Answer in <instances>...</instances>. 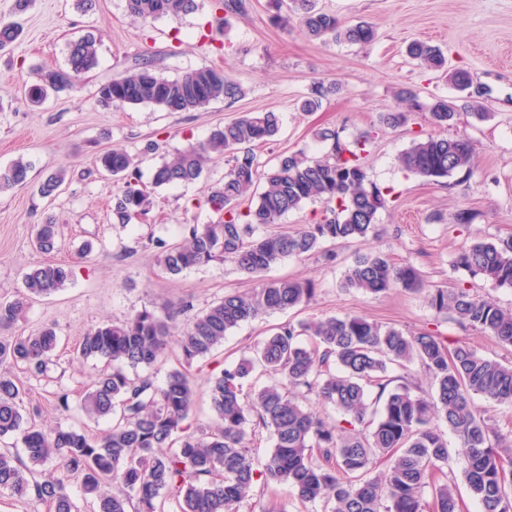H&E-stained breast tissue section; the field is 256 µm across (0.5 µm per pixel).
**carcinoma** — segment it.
Masks as SVG:
<instances>
[{"label":"carcinoma","mask_w":512,"mask_h":512,"mask_svg":"<svg viewBox=\"0 0 512 512\" xmlns=\"http://www.w3.org/2000/svg\"><path fill=\"white\" fill-rule=\"evenodd\" d=\"M212 3L218 22L225 14L241 15L247 9V0ZM127 5L141 19H176L196 7L195 0H127ZM289 11L312 37L350 44H367L375 37L371 25H344L318 10L315 0H291ZM19 35L17 23L0 19V49ZM408 53L422 66L445 67L443 55L423 42L411 43ZM96 61L95 37L72 42L67 68L47 71L44 80L24 92L25 99L39 105L49 92L73 88ZM98 95L105 103L192 112L217 100L236 102L246 91L222 68L202 67L168 79L147 59L135 72L100 86ZM428 111L431 123L441 128L458 116L443 98L435 99ZM280 127L275 112H247L216 126L206 141L176 152L153 171L156 187L193 183L209 161L229 158L222 181L209 187L203 200L217 221L183 225L179 243L158 242L162 264L166 273L176 276L213 261H230L240 272L259 278L252 292L226 294L191 318L178 340L188 366L223 345L225 336L242 323L308 302L315 291L312 282L268 281L261 274L288 257L318 251L326 262H335L336 252L323 251L322 245L367 237L375 230L378 211L387 205L366 172L367 136L345 143L335 131L320 128L314 136L329 144L325 156L285 152L273 168L259 170L254 147L275 141ZM399 162L434 181L460 173L468 178L475 147L463 137L429 136L414 141ZM97 165L122 181L112 197L114 223L128 224L148 212L151 201L140 187L137 156L114 148L100 154ZM29 172L30 164L22 160L0 168V188L25 186ZM64 181L65 172L59 171L40 184L39 192L51 196ZM307 202L323 205L315 223L293 231L269 230ZM60 237V226L49 217L37 226L34 245L51 254ZM456 266L496 288L512 290V237L471 243L458 254ZM70 278L65 264L48 261L31 269L17 297L0 302V327L13 325L31 300L59 292ZM343 286L371 294L395 288L417 291L423 277L413 265L398 266L378 252L355 257ZM428 301L436 312L451 315L461 329L512 344V306L482 298L461 282L429 289ZM163 309L160 313L145 307L121 322L101 324L79 341L77 358L109 364L79 403L87 417L110 422L98 437L62 426L46 430L24 414L23 390L14 369L33 375L50 370L59 342L54 328L0 339V438L17 437L29 460L26 465L10 449L0 448V493L23 497L32 491L49 512H82L66 490V479L75 477L92 512H166L171 500L176 512H236L255 482L250 436L265 429L273 440L263 466L266 478L288 483L304 502H324L331 505L329 512H462L455 483L435 479L452 461L443 423L463 449L465 484L481 512H512V478L503 467L506 459L512 464V437L491 428L473 408L476 396L512 405V366L481 357L462 342L450 348L434 334L408 336L358 315L285 324L257 346L254 356L224 367L212 379L210 399L217 425L207 430L192 426L196 391L187 372L169 371L161 388L150 375L135 373L165 354L170 323L182 309ZM413 361L432 383L431 398L413 394L403 383L388 393L381 407L370 402L367 386L373 384L384 393L389 365L404 367ZM258 367L269 381L246 402L243 380ZM298 389L359 423L370 422L372 430L339 428L300 403L294 394ZM378 454L393 462L386 472L373 476ZM50 461L61 463L62 474L34 479L35 467ZM427 487L433 490L430 504L423 498Z\"/></svg>","instance_id":"1"}]
</instances>
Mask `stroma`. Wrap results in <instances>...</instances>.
I'll list each match as a JSON object with an SVG mask.
<instances>
[{"instance_id":"1","label":"stroma","mask_w":512,"mask_h":512,"mask_svg":"<svg viewBox=\"0 0 512 512\" xmlns=\"http://www.w3.org/2000/svg\"><path fill=\"white\" fill-rule=\"evenodd\" d=\"M196 3L195 11L179 19L142 22L129 14L126 0H94L87 10L77 9L75 0H34L18 17L14 0H0V18L18 19L22 26L18 40L0 50V168L18 159L31 165L27 186L0 189V301L13 300L24 274L37 265L51 260L72 270L63 290L33 301L8 330L15 336L50 326L60 338L47 375L17 374L25 406L40 409L36 423L48 428L62 422L92 436L107 430V423L89 420L76 407L101 365L76 359L74 349L101 323L166 303L181 307L183 323L224 294L255 288V279L229 262L170 276L154 245L158 239L179 242L183 225L215 221L202 199L223 178L224 158L213 160L196 183L150 184L164 157L205 140L216 125L245 112L272 111L281 117L276 141L255 149L264 170L285 152L322 155L326 147L314 136L319 128L334 129L344 140L371 135L365 166L388 204L377 214L374 233L337 247L335 263L317 254L289 257L265 272L268 280H311L315 294L299 308L242 323L223 347L190 367L197 388L195 424L216 422L209 392L213 375L251 356L274 327L302 320L359 315L408 334L431 332L451 344L462 341L481 356L512 364V345L462 331L430 307L426 293L430 286L461 282L481 297L512 305V292L453 267L457 253L472 240L512 236V0H317L318 8L344 21L370 23L376 36L365 45L314 39L294 23L282 26L269 0H250L246 14L226 17L220 26L211 0ZM88 34L99 39L98 60L80 76L77 89L50 95L38 107L28 104L23 88L37 82L39 70L65 67L68 44ZM414 40L440 47L446 69L470 72L471 86L457 90L446 70L417 65L406 53ZM144 55L153 57L157 74L170 79L204 66L224 67L247 94L196 112L100 102L98 88L133 70ZM320 84L328 88L321 107L302 111V99ZM402 90L416 96L418 107L399 100ZM437 98L452 102L458 114L448 136L468 138L476 147L473 174L452 185L407 172L398 162L412 139L435 133L426 106ZM476 103L490 119L470 116L469 107ZM388 112L406 113V123L384 126L381 117ZM150 142L157 149L148 154L144 148ZM116 147L140 156L141 180L150 185L153 199L146 217L125 226L112 221V197L120 183L96 164L101 153ZM61 170L66 180L57 195L42 197L40 183ZM462 208L472 209L471 224H453V214ZM49 216L63 225L64 236L58 251L46 255L33 240L36 224ZM87 244L92 247L88 253L83 250ZM373 251L418 268L425 289L374 295L344 287L354 256ZM63 394L74 404L64 419L54 409ZM324 510L322 503L300 501L289 485L261 480L238 506V512Z\"/></svg>"}]
</instances>
